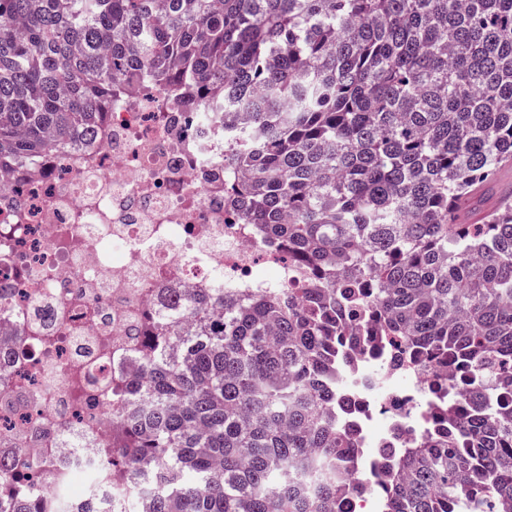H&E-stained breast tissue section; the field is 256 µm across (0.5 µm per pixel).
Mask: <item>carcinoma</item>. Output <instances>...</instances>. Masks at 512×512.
<instances>
[{"instance_id": "obj_1", "label": "carcinoma", "mask_w": 512, "mask_h": 512, "mask_svg": "<svg viewBox=\"0 0 512 512\" xmlns=\"http://www.w3.org/2000/svg\"><path fill=\"white\" fill-rule=\"evenodd\" d=\"M141 80L224 111V201L307 285L164 299L112 512H347L350 316L485 404L390 466L382 512H512V0H0V171L59 156ZM0 512H70L17 486Z\"/></svg>"}]
</instances>
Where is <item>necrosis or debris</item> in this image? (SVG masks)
Here are the masks:
<instances>
[{
  "label": "necrosis or debris",
  "instance_id": "obj_1",
  "mask_svg": "<svg viewBox=\"0 0 512 512\" xmlns=\"http://www.w3.org/2000/svg\"><path fill=\"white\" fill-rule=\"evenodd\" d=\"M23 174L0 175V485L84 498L112 512L108 468L122 397L137 371L132 326L165 288L234 293L300 287L286 257L224 202V115L207 117L141 83L114 98L99 135ZM338 389L336 416L355 431L344 468L349 512H373L389 459L439 418L474 403L434 389V366L392 343L362 358Z\"/></svg>",
  "mask_w": 512,
  "mask_h": 512
}]
</instances>
